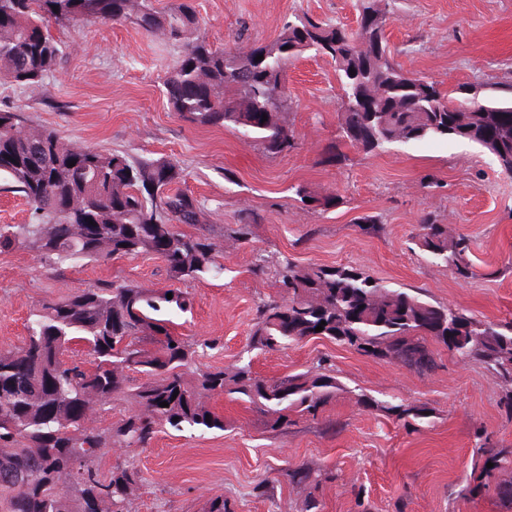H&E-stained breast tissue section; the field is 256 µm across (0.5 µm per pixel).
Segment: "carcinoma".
Segmentation results:
<instances>
[{
  "label": "carcinoma",
  "instance_id": "cac0c4a2",
  "mask_svg": "<svg viewBox=\"0 0 512 512\" xmlns=\"http://www.w3.org/2000/svg\"><path fill=\"white\" fill-rule=\"evenodd\" d=\"M395 4L358 0L359 16H377L363 47L360 34L345 25L306 18L284 22L268 44L241 32L236 46L223 50L194 34L197 19L186 0L165 14L152 0H0V79L25 86L58 71L67 46L51 34L52 25L131 20L180 48L163 81L180 119L237 130L281 155L294 145L286 122L288 63L312 52L336 65L344 92L338 114L342 142L368 154L461 138L487 149L512 174V101L482 104L480 112L438 111L449 94L404 70L384 39ZM1 172L12 178L31 213L25 224L0 225V252L26 248L56 266L153 255L165 262L174 284L221 272L214 229L204 223L201 202L175 188L183 170L172 161L73 147L55 130L31 124L24 113L0 109ZM91 220L98 234L80 235L78 225ZM180 224L196 232H182ZM413 244L458 277H472L467 239L449 234L448 225L432 214L422 218ZM254 272L271 273L280 294L258 302L252 350H279L319 335L425 375L437 367L428 347L432 340L512 382L510 324L435 305L353 268L302 267L285 256L271 266L256 264ZM174 307L187 309L179 288L152 291L103 281L44 303L22 345L0 349V512H128L140 473L120 463L103 474L97 459L106 449L145 448L163 426L224 430V417L202 402L209 394H227L257 409L275 431L290 425L292 414L316 417L336 393V377L324 366L314 374L264 378L242 358L230 372L199 368L187 378L214 343L179 334L164 318ZM323 321V330L315 332ZM77 345L87 348L89 365L67 359ZM129 371L147 381L129 387ZM128 392L141 412L104 429L89 423L95 407ZM388 410L403 420L428 418L422 406ZM474 454L463 491L491 490L512 509V482L501 479L512 470V448L487 435Z\"/></svg>",
  "mask_w": 512,
  "mask_h": 512
}]
</instances>
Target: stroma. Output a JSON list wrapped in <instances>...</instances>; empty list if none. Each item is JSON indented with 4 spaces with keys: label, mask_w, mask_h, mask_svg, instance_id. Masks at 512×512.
Here are the masks:
<instances>
[{
    "label": "stroma",
    "mask_w": 512,
    "mask_h": 512,
    "mask_svg": "<svg viewBox=\"0 0 512 512\" xmlns=\"http://www.w3.org/2000/svg\"><path fill=\"white\" fill-rule=\"evenodd\" d=\"M211 44L233 46L239 30L268 42L285 19L357 24L355 0H191ZM67 55L35 86L0 81V109L29 115L73 145L165 158L183 169V189L204 206L223 274L180 288L187 311L168 318L188 336L214 340L201 366L231 369L250 353L271 377L332 366L339 388L317 417L266 429L259 412L227 395L207 398L223 430L160 429L146 448L106 450L102 472L119 461L143 477L129 512H503L493 493H463L480 434L512 448V411L502 380L484 365L433 345L438 367L421 376L326 338L285 349L248 352L259 298L275 293L258 259L286 256L302 266H353L393 287L466 309L475 318L512 322V176L493 156L459 139L395 145L367 154L339 139L340 88L331 59L304 55L288 67L286 115L295 147L268 154L236 131L180 119L162 93L176 47L132 21L62 30ZM386 38L396 61L441 91L467 89L477 101L512 89V0H397ZM337 195L325 209L318 199ZM433 213L467 237L474 275L455 277L412 242ZM379 230H361L363 217ZM249 223L237 241L228 230ZM104 280L148 289L168 284L152 256L62 269L25 249L0 252V349L19 345L31 313L45 302ZM429 409L408 426L392 413L363 408L361 395ZM302 466L324 479L318 490L288 480Z\"/></svg>",
    "instance_id": "obj_1"
}]
</instances>
